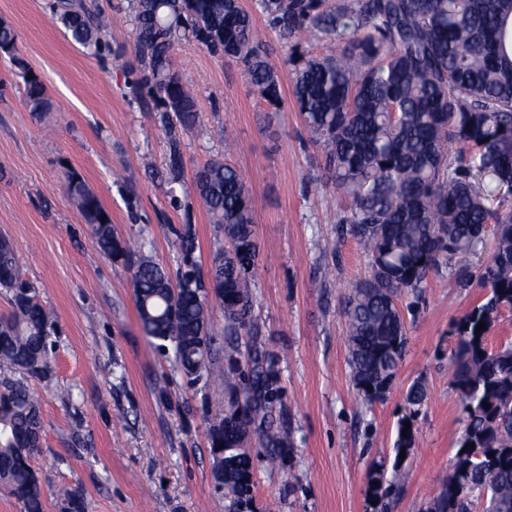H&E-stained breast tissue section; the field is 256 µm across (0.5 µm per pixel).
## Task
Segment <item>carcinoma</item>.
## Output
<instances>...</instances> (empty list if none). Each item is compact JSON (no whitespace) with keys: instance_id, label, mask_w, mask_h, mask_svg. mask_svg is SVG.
I'll return each instance as SVG.
<instances>
[{"instance_id":"carcinoma-1","label":"carcinoma","mask_w":512,"mask_h":512,"mask_svg":"<svg viewBox=\"0 0 512 512\" xmlns=\"http://www.w3.org/2000/svg\"><path fill=\"white\" fill-rule=\"evenodd\" d=\"M269 25L285 38L305 30L340 53L310 54L291 47L285 60L293 107L325 154L328 177L346 202L339 219L369 258L367 277L345 297L349 367L361 401L384 397L406 343L400 298L422 293L429 273L456 258L457 282L477 279L487 301L453 323L448 368L466 415L455 462L426 512H512V343L486 344L502 310H512V0H260ZM135 52L141 70L135 88L161 112L168 144V183L181 182V130L198 121L192 88L178 71L176 46L193 42L239 65L250 91L269 112L283 110L278 69L268 60L253 17L239 0H131ZM59 19L75 44L101 51L108 20L84 0H62ZM18 35L0 21V55L18 67ZM27 104L48 112L44 84L24 79ZM68 191L101 252L131 271L138 319L150 346L171 348L191 384L201 380L212 350L211 305L224 310V407L207 435L213 479L224 477L241 504L252 500L250 451L258 440L271 463L294 448L283 420V391L273 357L253 335L250 288L259 245L249 186L227 158L195 174L194 188L224 247L203 280L194 257L195 231H175L182 267L172 278L142 249L116 238L97 195L79 174ZM493 251L478 274L467 257L486 234ZM0 288L12 313L0 319V369L36 374L50 368L47 338L52 312L34 300L21 279L12 243L0 238ZM485 324L478 332L476 326ZM251 336L246 357L242 335ZM426 399L424 383L407 391L411 415L400 421L396 452L413 450V421ZM489 403L484 407L483 403ZM38 399L22 378H0V489L24 512H45V492L31 465L41 448ZM406 473L375 470L368 486L375 502L397 494Z\"/></svg>"}]
</instances>
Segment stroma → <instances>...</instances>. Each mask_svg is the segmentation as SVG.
I'll return each instance as SVG.
<instances>
[{
  "label": "stroma",
  "instance_id": "stroma-1",
  "mask_svg": "<svg viewBox=\"0 0 512 512\" xmlns=\"http://www.w3.org/2000/svg\"><path fill=\"white\" fill-rule=\"evenodd\" d=\"M54 0H0V20L18 34L24 67L0 57V234L16 250L37 301L54 311L50 369L27 382L40 400L42 446L32 465L46 488V512L72 491L85 512H232L217 488L207 439L209 404L223 389L189 384L172 351L150 347L140 328L128 270L99 251L73 205L67 173L82 175L109 214L116 236L144 245L176 272L173 229L192 225L195 255L209 268L224 238L199 205L196 168L223 156L249 185L261 243L252 318L276 362L283 411L295 447L279 467L251 444V512H373L367 487L377 467L401 466L408 479L388 512H423L454 462L464 425L451 382V325L483 290L460 286L454 268L430 273L421 298L404 295L407 344L385 397L363 404L348 365L343 315L348 288L368 274L357 241L341 233V202L322 181L324 160L296 112H265L242 69L195 43L177 49L181 76L197 94L200 120L182 134L184 183L165 177L160 114L132 88L140 69L129 0H94L112 19L109 48L92 55L53 19ZM254 18L284 90L291 43L315 54L309 34L283 40L257 0H240ZM43 82L48 112L29 111L24 69ZM423 380L427 400L414 416L412 451L396 460L405 395Z\"/></svg>",
  "mask_w": 512,
  "mask_h": 512
}]
</instances>
